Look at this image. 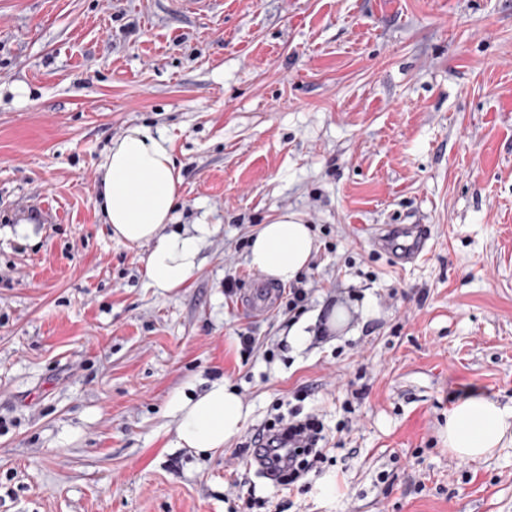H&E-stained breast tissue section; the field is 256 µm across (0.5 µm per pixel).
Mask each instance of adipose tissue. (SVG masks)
<instances>
[{
    "mask_svg": "<svg viewBox=\"0 0 512 512\" xmlns=\"http://www.w3.org/2000/svg\"><path fill=\"white\" fill-rule=\"evenodd\" d=\"M100 172L101 208L113 239L150 244L145 259L149 287L164 292L183 287L198 269L201 245L213 227L201 222L182 233L166 229L182 199L170 138L159 130L132 126L113 140ZM315 250L309 226L296 214L284 213L253 234L247 263L273 281L289 283L308 267ZM167 412L177 420V447L206 453L236 437L250 410L224 383L215 382L194 397L174 395ZM443 436L455 457L483 459L512 443V407L467 391L451 404Z\"/></svg>",
    "mask_w": 512,
    "mask_h": 512,
    "instance_id": "adipose-tissue-1",
    "label": "adipose tissue"
}]
</instances>
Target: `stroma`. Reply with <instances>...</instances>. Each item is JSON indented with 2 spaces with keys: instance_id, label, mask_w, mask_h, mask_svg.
Wrapping results in <instances>:
<instances>
[{
  "instance_id": "stroma-1",
  "label": "stroma",
  "mask_w": 512,
  "mask_h": 512,
  "mask_svg": "<svg viewBox=\"0 0 512 512\" xmlns=\"http://www.w3.org/2000/svg\"><path fill=\"white\" fill-rule=\"evenodd\" d=\"M134 125L172 140L174 229L214 226L170 292L97 204ZM284 213L316 239L309 311L348 315L301 351L224 293ZM384 224L428 225L427 256L377 252ZM215 381L243 430L176 447L168 399ZM469 388L512 406V0H0V512H244L235 453L297 393L328 458L288 491L247 471L253 512H512V445L443 443Z\"/></svg>"
}]
</instances>
